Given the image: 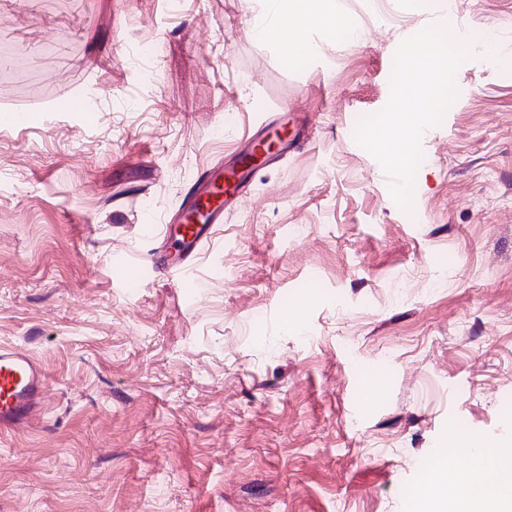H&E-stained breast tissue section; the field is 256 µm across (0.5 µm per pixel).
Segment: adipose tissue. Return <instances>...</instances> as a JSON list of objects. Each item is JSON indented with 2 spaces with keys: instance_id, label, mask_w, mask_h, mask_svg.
Wrapping results in <instances>:
<instances>
[{
  "instance_id": "adipose-tissue-1",
  "label": "adipose tissue",
  "mask_w": 512,
  "mask_h": 512,
  "mask_svg": "<svg viewBox=\"0 0 512 512\" xmlns=\"http://www.w3.org/2000/svg\"><path fill=\"white\" fill-rule=\"evenodd\" d=\"M327 0H260L261 7L252 17V29L259 41L276 39L293 55L309 52L305 39L309 29L321 26V5ZM469 463L458 470L440 466L434 484L415 495L424 512H512V480L482 486L477 474L486 467L512 468V444L478 445L461 440Z\"/></svg>"
}]
</instances>
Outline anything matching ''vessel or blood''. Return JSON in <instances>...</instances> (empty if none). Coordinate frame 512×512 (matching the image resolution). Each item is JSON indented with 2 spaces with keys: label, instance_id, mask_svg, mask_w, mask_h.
Masks as SVG:
<instances>
[{
  "label": "vessel or blood",
  "instance_id": "1",
  "mask_svg": "<svg viewBox=\"0 0 512 512\" xmlns=\"http://www.w3.org/2000/svg\"><path fill=\"white\" fill-rule=\"evenodd\" d=\"M243 178L212 167L201 172L185 193L178 222L162 224L160 246L149 262L157 270L190 267L217 224L224 209L240 194ZM46 375L25 351L0 349V432L29 423L43 407Z\"/></svg>",
  "mask_w": 512,
  "mask_h": 512
}]
</instances>
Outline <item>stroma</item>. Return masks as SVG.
<instances>
[{
    "label": "stroma",
    "mask_w": 512,
    "mask_h": 512,
    "mask_svg": "<svg viewBox=\"0 0 512 512\" xmlns=\"http://www.w3.org/2000/svg\"><path fill=\"white\" fill-rule=\"evenodd\" d=\"M254 6L0 0L29 74L0 86V349L48 376L0 434V512H413L465 464L456 434L512 442V0H337L356 37L311 30L300 62L254 38ZM435 21L476 57L409 214L354 133ZM258 124L291 152L184 278L152 270L185 190Z\"/></svg>",
    "instance_id": "stroma-1"
}]
</instances>
